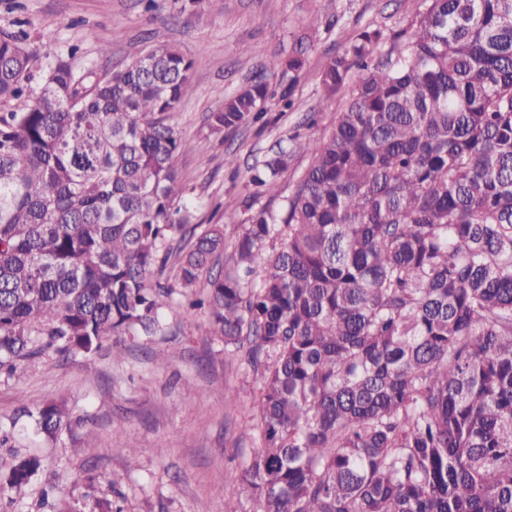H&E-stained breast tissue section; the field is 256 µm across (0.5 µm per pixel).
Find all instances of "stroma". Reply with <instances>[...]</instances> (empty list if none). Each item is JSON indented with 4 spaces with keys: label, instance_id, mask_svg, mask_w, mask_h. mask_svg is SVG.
Returning <instances> with one entry per match:
<instances>
[{
    "label": "stroma",
    "instance_id": "obj_1",
    "mask_svg": "<svg viewBox=\"0 0 512 512\" xmlns=\"http://www.w3.org/2000/svg\"><path fill=\"white\" fill-rule=\"evenodd\" d=\"M424 8L423 0H157L149 11L143 0H0V31L24 21L30 48L64 56L78 47L79 69L113 70L159 40L192 59L194 91L173 120L192 149L175 165L195 223L223 225L230 245L251 215L245 170L293 136L322 138L344 106L346 94L324 98L322 64L360 30L396 32ZM273 54L304 60L272 81L289 91L291 108L270 99L266 126L211 135L206 115L263 78ZM161 320L154 336H125L89 356L49 351L0 373V427L12 433L0 473L20 458L41 461L25 497L0 489V512H224L232 492L241 512H257L240 481L256 446L243 430L256 413L247 358L225 356L206 312L175 300ZM46 399L65 401L79 425L52 439L39 433L19 409Z\"/></svg>",
    "mask_w": 512,
    "mask_h": 512
}]
</instances>
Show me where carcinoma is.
<instances>
[{
	"instance_id": "cac0c4a2",
	"label": "carcinoma",
	"mask_w": 512,
	"mask_h": 512,
	"mask_svg": "<svg viewBox=\"0 0 512 512\" xmlns=\"http://www.w3.org/2000/svg\"><path fill=\"white\" fill-rule=\"evenodd\" d=\"M425 2L324 62L327 98L367 73L326 137L247 170L251 203L281 201L223 266V225L175 205L192 62L157 42L101 76L0 32V368L38 336L69 356L157 334L177 291L147 274L171 263L224 352L247 349L241 481L259 512H512V0ZM270 96L244 85L209 132L260 120ZM297 153L310 163L282 197ZM73 423L58 401L35 416L51 438ZM38 468L20 459L5 487L25 496Z\"/></svg>"
}]
</instances>
